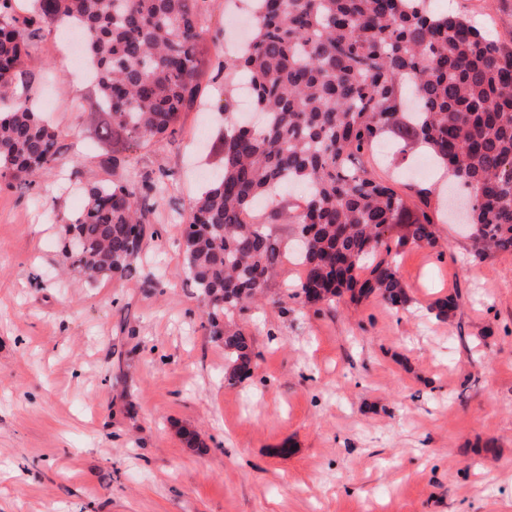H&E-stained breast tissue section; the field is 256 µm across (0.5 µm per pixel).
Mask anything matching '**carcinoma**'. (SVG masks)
Here are the masks:
<instances>
[{
	"label": "carcinoma",
	"mask_w": 512,
	"mask_h": 512,
	"mask_svg": "<svg viewBox=\"0 0 512 512\" xmlns=\"http://www.w3.org/2000/svg\"><path fill=\"white\" fill-rule=\"evenodd\" d=\"M211 0H32V16L0 0V178L28 181L63 162L55 129L16 93L29 42L43 28L77 24L95 69V135L114 147L163 143L199 95ZM248 49L224 55L225 93L241 73L266 121L229 122L220 172L192 200L183 234L184 271L196 288L209 336L224 344V380L251 374L252 340L234 322L259 299L290 250L271 229L289 224L303 277L293 296L310 305L344 294L408 301L390 237L435 247L425 210L403 224L407 200L359 163L401 127L438 167L478 195L464 224L478 255L512 251V45L487 38L462 15H437L427 0H260ZM304 187L288 207L246 221L285 185ZM68 223L81 245L67 258L86 282L137 271L160 182L84 186Z\"/></svg>",
	"instance_id": "carcinoma-1"
}]
</instances>
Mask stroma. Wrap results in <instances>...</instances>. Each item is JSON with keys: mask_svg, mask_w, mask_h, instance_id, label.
<instances>
[{"mask_svg": "<svg viewBox=\"0 0 512 512\" xmlns=\"http://www.w3.org/2000/svg\"><path fill=\"white\" fill-rule=\"evenodd\" d=\"M512 43V0H439ZM202 106L171 143H138L113 166L88 113L94 89L71 72L62 28L30 47L17 93L81 156L32 188L0 182V512H512V252L477 255L465 227L436 248L393 247L410 300L372 295L310 306L291 298L285 260L251 306L253 373L224 382V348L201 325L183 272L182 218L215 174L224 40L238 23L214 0ZM165 173L136 274L94 284L58 270L59 224L83 184ZM457 308L441 320L439 299ZM198 432L201 447L182 442Z\"/></svg>", "mask_w": 512, "mask_h": 512, "instance_id": "1", "label": "stroma"}]
</instances>
